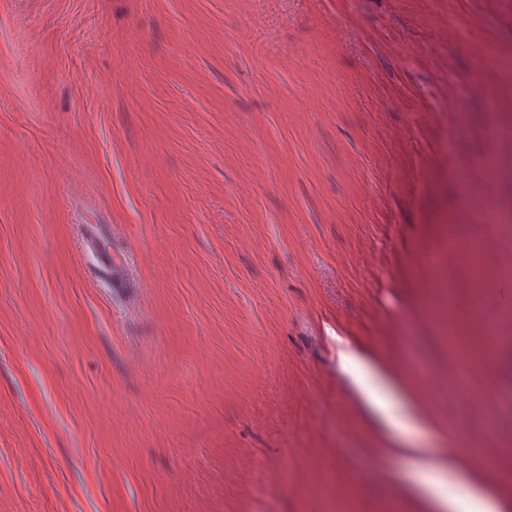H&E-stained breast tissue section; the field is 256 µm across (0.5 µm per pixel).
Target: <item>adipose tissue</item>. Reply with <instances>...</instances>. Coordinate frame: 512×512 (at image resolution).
Masks as SVG:
<instances>
[{"label":"adipose tissue","mask_w":512,"mask_h":512,"mask_svg":"<svg viewBox=\"0 0 512 512\" xmlns=\"http://www.w3.org/2000/svg\"><path fill=\"white\" fill-rule=\"evenodd\" d=\"M343 362L371 404L388 414L395 399L403 395L404 376L378 375L350 353L344 354ZM407 454L418 489L437 512H503L504 505L495 491L462 474L460 468L431 467L418 448L408 449Z\"/></svg>","instance_id":"obj_1"}]
</instances>
